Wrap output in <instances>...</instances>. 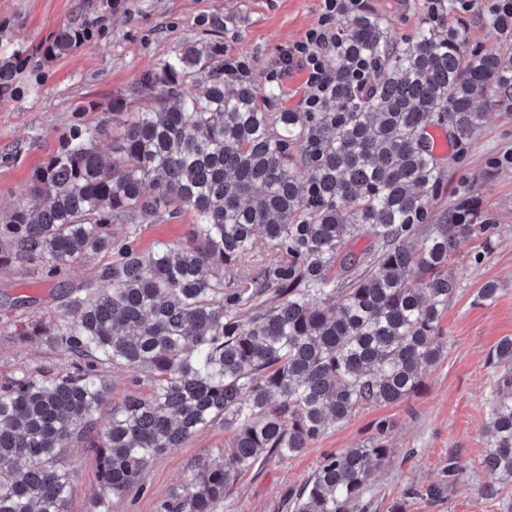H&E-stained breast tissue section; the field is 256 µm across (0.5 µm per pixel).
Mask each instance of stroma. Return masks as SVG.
Segmentation results:
<instances>
[{
	"mask_svg": "<svg viewBox=\"0 0 512 512\" xmlns=\"http://www.w3.org/2000/svg\"><path fill=\"white\" fill-rule=\"evenodd\" d=\"M424 0H359L356 12L377 15L400 41L411 39L425 13ZM322 0H0V64L19 68L11 86L0 91V215L21 198L32 172L60 146L61 134L76 119L94 125L99 111L79 113L90 101L101 107L127 96L141 74L175 55L194 40H217L225 53L249 64V78L259 88L275 87L272 99L261 100L268 112H295L307 96L306 74L292 68L281 82L271 73L295 42L301 41L321 13ZM495 0H478L463 9L452 0L448 21L465 25L470 45L496 51L512 46V37L489 23ZM85 29L83 40L68 54L52 59L42 45L61 28ZM447 186L432 203V214L448 210L460 196L470 197L479 219L497 227L490 252L481 237L465 242L452 260L461 278L459 293L449 299L440 325L448 338L444 358L428 370L420 388L406 401L360 409L348 420L332 424L302 454L285 463L271 462L251 470L218 503L216 512H284L289 492L309 477L322 458L351 448L370 436L373 422L392 420L390 460L369 484L370 512H389L405 499L406 512H501L498 504L480 499L471 485L457 483L447 497L430 502L404 498L407 488L438 481L449 460L465 475L479 472L487 437L484 426L496 376L488 358L497 342L512 336V112L487 113L465 143H452L438 158ZM194 232L192 214L148 224L134 239L146 251L157 243H184ZM98 258L81 261L48 278L26 266L0 275V381L29 372L61 377L72 369L64 348L47 337L23 339L26 324L53 322L60 298L95 275ZM498 286L493 300L481 301L485 282ZM32 297V305L13 307L15 297ZM99 373L110 387L109 401L150 392L147 377L104 363ZM229 438L223 426L210 427L181 447L169 450L146 468L142 488L116 505V512H158L170 491L189 471L212 461ZM68 473L67 512H95L98 489L96 451L76 441L61 461Z\"/></svg>",
	"mask_w": 512,
	"mask_h": 512,
	"instance_id": "35a3bbf8",
	"label": "stroma"
}]
</instances>
